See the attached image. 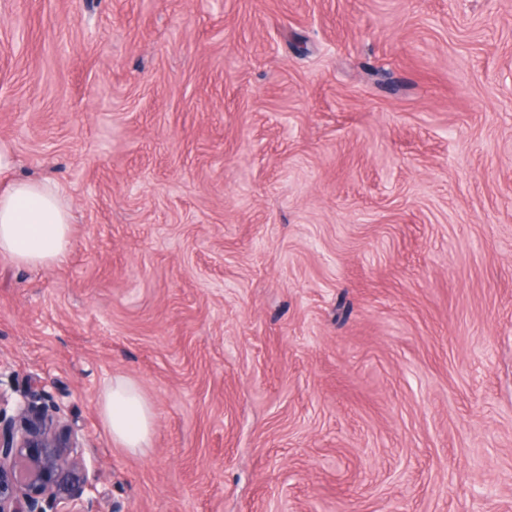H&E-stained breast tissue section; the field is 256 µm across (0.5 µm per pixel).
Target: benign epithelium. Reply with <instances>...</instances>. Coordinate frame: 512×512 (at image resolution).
Here are the masks:
<instances>
[{
  "label": "benign epithelium",
  "instance_id": "7a95c632",
  "mask_svg": "<svg viewBox=\"0 0 512 512\" xmlns=\"http://www.w3.org/2000/svg\"><path fill=\"white\" fill-rule=\"evenodd\" d=\"M97 481L64 403L0 360V512H93Z\"/></svg>",
  "mask_w": 512,
  "mask_h": 512
}]
</instances>
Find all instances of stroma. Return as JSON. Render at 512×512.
Wrapping results in <instances>:
<instances>
[{"mask_svg": "<svg viewBox=\"0 0 512 512\" xmlns=\"http://www.w3.org/2000/svg\"><path fill=\"white\" fill-rule=\"evenodd\" d=\"M0 141L73 213L0 358L95 512H512V0H0ZM100 413L112 437L124 448H150L153 428L152 408L131 381L117 379L100 401Z\"/></svg>", "mask_w": 512, "mask_h": 512, "instance_id": "obj_1", "label": "stroma"}]
</instances>
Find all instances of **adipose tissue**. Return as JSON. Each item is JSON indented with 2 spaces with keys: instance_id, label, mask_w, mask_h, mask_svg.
I'll return each mask as SVG.
<instances>
[{
  "instance_id": "1",
  "label": "adipose tissue",
  "mask_w": 512,
  "mask_h": 512,
  "mask_svg": "<svg viewBox=\"0 0 512 512\" xmlns=\"http://www.w3.org/2000/svg\"><path fill=\"white\" fill-rule=\"evenodd\" d=\"M71 224L65 199L52 183L16 180L0 191V254L17 265L40 268L61 263L69 251ZM100 413L123 447H149L153 412L133 382H113L101 398Z\"/></svg>"
}]
</instances>
